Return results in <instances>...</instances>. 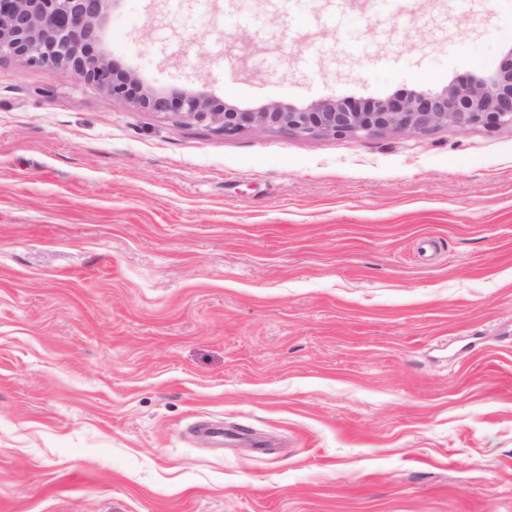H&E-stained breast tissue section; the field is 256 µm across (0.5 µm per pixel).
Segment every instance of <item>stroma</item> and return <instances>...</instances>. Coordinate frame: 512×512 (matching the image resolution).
<instances>
[{
    "instance_id": "stroma-1",
    "label": "stroma",
    "mask_w": 512,
    "mask_h": 512,
    "mask_svg": "<svg viewBox=\"0 0 512 512\" xmlns=\"http://www.w3.org/2000/svg\"><path fill=\"white\" fill-rule=\"evenodd\" d=\"M97 47L383 99L493 71L512 0H115ZM0 512H512V128L222 136L1 59Z\"/></svg>"
}]
</instances>
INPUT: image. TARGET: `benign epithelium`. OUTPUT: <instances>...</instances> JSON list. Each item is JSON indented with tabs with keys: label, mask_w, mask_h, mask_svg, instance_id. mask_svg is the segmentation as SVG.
I'll use <instances>...</instances> for the list:
<instances>
[{
	"label": "benign epithelium",
	"mask_w": 512,
	"mask_h": 512,
	"mask_svg": "<svg viewBox=\"0 0 512 512\" xmlns=\"http://www.w3.org/2000/svg\"><path fill=\"white\" fill-rule=\"evenodd\" d=\"M112 0H0V59L48 73L71 71L78 80L138 111L206 122L229 135L247 127L280 126L305 134L360 138L415 134L448 123L460 127L512 128V50L486 77L462 80L440 93L415 92L382 100H321L306 107L271 102L256 109L217 106L204 93L174 97L145 90L90 44Z\"/></svg>",
	"instance_id": "benign-epithelium-1"
}]
</instances>
